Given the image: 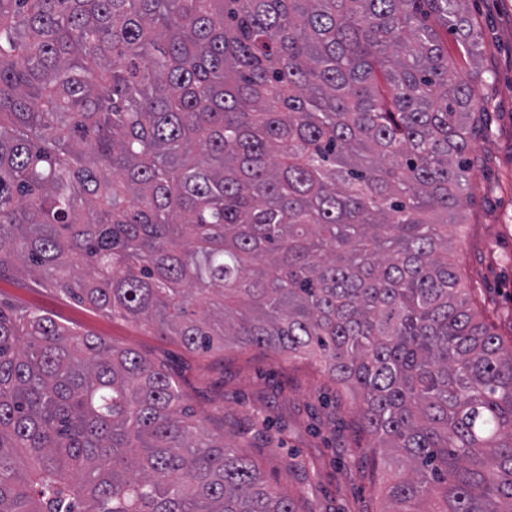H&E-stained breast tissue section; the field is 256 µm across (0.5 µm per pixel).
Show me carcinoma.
<instances>
[{
  "label": "carcinoma",
  "instance_id": "obj_1",
  "mask_svg": "<svg viewBox=\"0 0 512 512\" xmlns=\"http://www.w3.org/2000/svg\"><path fill=\"white\" fill-rule=\"evenodd\" d=\"M465 0H0V279L320 363L407 470L512 512V344L448 256ZM161 366L0 301V512H295Z\"/></svg>",
  "mask_w": 512,
  "mask_h": 512
}]
</instances>
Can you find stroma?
Returning a JSON list of instances; mask_svg holds the SVG:
<instances>
[{
    "label": "stroma",
    "mask_w": 512,
    "mask_h": 512,
    "mask_svg": "<svg viewBox=\"0 0 512 512\" xmlns=\"http://www.w3.org/2000/svg\"><path fill=\"white\" fill-rule=\"evenodd\" d=\"M479 54L462 56L456 37L448 56L477 82L484 113L469 143V197L462 225L448 229L473 302L485 320L512 340V0H466ZM0 298L41 310L79 332L134 350L165 366L184 405L225 442L238 446L266 484L294 502L296 512H383L387 473L374 466L375 443L350 399L308 360L254 348L200 354L157 336L142 323L88 309L50 288L22 279L0 281Z\"/></svg>",
    "instance_id": "35a3bbf8"
}]
</instances>
